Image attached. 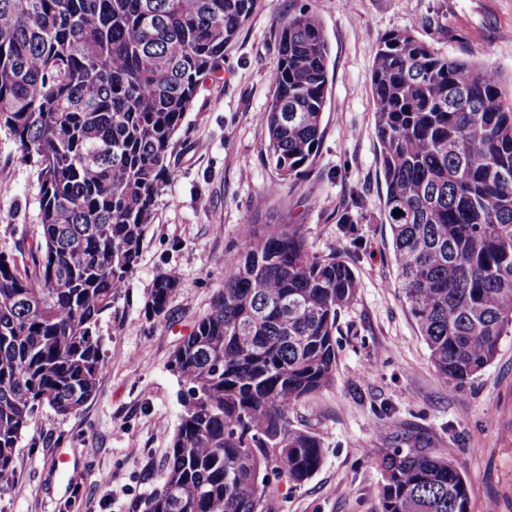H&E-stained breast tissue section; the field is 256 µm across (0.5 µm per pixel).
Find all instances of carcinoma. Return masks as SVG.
Listing matches in <instances>:
<instances>
[{
	"label": "carcinoma",
	"instance_id": "1",
	"mask_svg": "<svg viewBox=\"0 0 512 512\" xmlns=\"http://www.w3.org/2000/svg\"><path fill=\"white\" fill-rule=\"evenodd\" d=\"M254 2L0 0V123L41 193L36 248L0 253V492L35 413L67 418L96 395L99 317L134 272L199 81ZM329 55L313 11L280 22L265 153L283 177L318 152ZM370 83L401 288L437 373L462 384L512 334V102L492 67L408 30L383 39ZM244 224L224 287L171 356L179 424L142 512H264L271 479L300 485L322 464L323 438L293 416L334 381L358 281L300 225ZM176 288L158 277L148 314H166ZM381 476V512H469L450 456L397 448Z\"/></svg>",
	"mask_w": 512,
	"mask_h": 512
}]
</instances>
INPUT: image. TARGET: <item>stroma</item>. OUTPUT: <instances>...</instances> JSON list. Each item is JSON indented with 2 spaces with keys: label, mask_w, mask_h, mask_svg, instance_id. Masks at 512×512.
<instances>
[{
  "label": "stroma",
  "mask_w": 512,
  "mask_h": 512,
  "mask_svg": "<svg viewBox=\"0 0 512 512\" xmlns=\"http://www.w3.org/2000/svg\"><path fill=\"white\" fill-rule=\"evenodd\" d=\"M304 6L329 43L330 85L317 155L284 178L266 160L265 109L278 23ZM394 30L512 77V0H256L221 71L198 85L135 271L99 319L97 393L76 416L47 408L34 416L0 512H138L161 485L180 412L170 357L223 287L224 255L248 216L300 225L309 249L343 257L359 285L338 320L334 382L293 417L323 438V463L301 485L276 482L268 512H381V457L394 448L452 456L470 512H512V335L467 382H446L399 286L370 84L376 49ZM39 200L36 167L1 124L0 252L36 246ZM165 273L178 288L166 315L154 317L145 305ZM58 453L67 456L59 468Z\"/></svg>",
  "instance_id": "1"
}]
</instances>
